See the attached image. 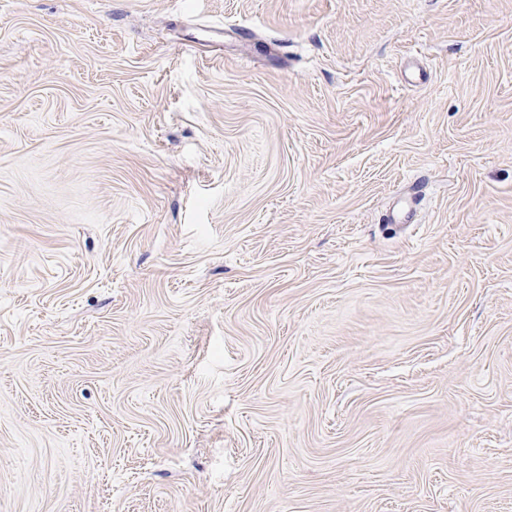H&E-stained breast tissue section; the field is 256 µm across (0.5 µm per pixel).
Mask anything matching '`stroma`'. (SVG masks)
Listing matches in <instances>:
<instances>
[{
	"label": "stroma",
	"mask_w": 512,
	"mask_h": 512,
	"mask_svg": "<svg viewBox=\"0 0 512 512\" xmlns=\"http://www.w3.org/2000/svg\"><path fill=\"white\" fill-rule=\"evenodd\" d=\"M0 512H512V0H0Z\"/></svg>",
	"instance_id": "obj_1"
}]
</instances>
